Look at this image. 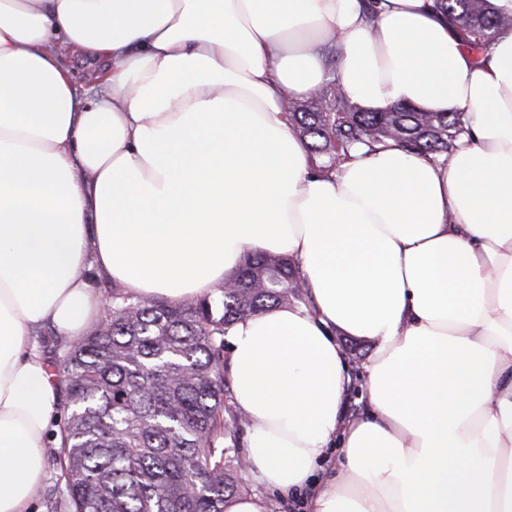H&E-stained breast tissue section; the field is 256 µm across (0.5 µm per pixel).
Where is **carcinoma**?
I'll return each instance as SVG.
<instances>
[{
  "instance_id": "1",
  "label": "carcinoma",
  "mask_w": 512,
  "mask_h": 512,
  "mask_svg": "<svg viewBox=\"0 0 512 512\" xmlns=\"http://www.w3.org/2000/svg\"><path fill=\"white\" fill-rule=\"evenodd\" d=\"M487 51L512 16L490 0H436ZM299 139L329 174L351 158L395 144L423 156H448L465 133L461 112L408 106L362 109L334 84L305 104L288 102ZM173 304L112 286V305L78 342H57V376L70 414L54 457L69 512H224L244 486L234 455L243 418L224 377L225 334L266 308L305 300L299 265L248 254L234 287ZM224 449L217 450L218 445Z\"/></svg>"
}]
</instances>
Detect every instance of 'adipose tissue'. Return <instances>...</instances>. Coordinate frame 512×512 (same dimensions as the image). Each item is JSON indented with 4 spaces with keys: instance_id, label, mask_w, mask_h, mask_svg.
Instances as JSON below:
<instances>
[{
    "instance_id": "adipose-tissue-1",
    "label": "adipose tissue",
    "mask_w": 512,
    "mask_h": 512,
    "mask_svg": "<svg viewBox=\"0 0 512 512\" xmlns=\"http://www.w3.org/2000/svg\"><path fill=\"white\" fill-rule=\"evenodd\" d=\"M62 47L109 61L88 99ZM329 83L467 133L315 173L286 103ZM249 251L310 297L227 333L251 478L312 512H512V29L472 51L434 0H0V512H34L39 336L98 324L92 275L177 303ZM343 336L374 344L351 420Z\"/></svg>"
}]
</instances>
